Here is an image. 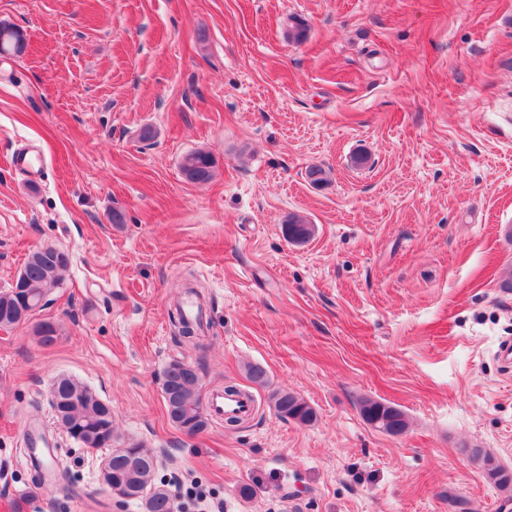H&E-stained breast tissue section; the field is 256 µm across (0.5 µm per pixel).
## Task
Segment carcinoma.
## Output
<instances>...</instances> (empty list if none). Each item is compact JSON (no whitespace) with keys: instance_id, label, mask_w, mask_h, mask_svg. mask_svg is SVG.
<instances>
[{"instance_id":"obj_1","label":"carcinoma","mask_w":512,"mask_h":512,"mask_svg":"<svg viewBox=\"0 0 512 512\" xmlns=\"http://www.w3.org/2000/svg\"><path fill=\"white\" fill-rule=\"evenodd\" d=\"M9 32L4 42V54L20 57L26 43L16 30L0 24V35ZM214 160L210 153L197 150L186 154L181 162V172L187 181L206 183L213 177ZM286 239L304 243L314 234V225L303 217H288L283 227ZM69 265V255L50 244L30 252L16 277V284L0 291V328L8 329L21 324L28 309H41L47 298L62 284V273ZM40 344L50 346L59 335V326L53 320H43L36 325ZM203 379L201 367L175 360L163 373L162 398L169 421L180 431L194 435L204 431L210 418L202 398ZM61 395L63 416L59 425L66 435L83 449H112L108 456L112 489L125 496L121 508L141 504L146 512H174L176 495L168 484L156 480L158 460L141 444L129 443L120 448L119 435L106 414V404L91 388L69 376L58 377L52 395ZM270 401L276 414L286 420L308 425L316 419L313 407L302 397L287 390L274 391ZM360 412L365 422L375 423L374 429L385 433L396 429L400 434L407 427L404 413L389 404L366 398L360 402ZM488 478L501 490L512 488V473L495 464L489 456L484 458Z\"/></svg>"}]
</instances>
